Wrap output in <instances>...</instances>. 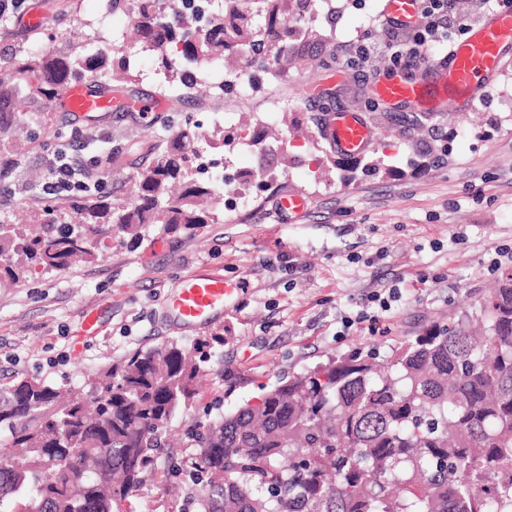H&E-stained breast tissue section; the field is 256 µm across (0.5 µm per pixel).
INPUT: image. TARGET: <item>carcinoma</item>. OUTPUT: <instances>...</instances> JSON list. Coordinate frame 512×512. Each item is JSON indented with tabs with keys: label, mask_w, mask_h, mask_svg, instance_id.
Segmentation results:
<instances>
[{
	"label": "carcinoma",
	"mask_w": 512,
	"mask_h": 512,
	"mask_svg": "<svg viewBox=\"0 0 512 512\" xmlns=\"http://www.w3.org/2000/svg\"><path fill=\"white\" fill-rule=\"evenodd\" d=\"M135 0L140 50L157 57L166 92L191 89L210 68L237 55L273 76L327 54L324 30L301 25L319 0H262L254 24L249 0H224L201 22L186 0ZM93 40L77 54L28 53L6 60L0 82V181L16 164L3 139L16 98L50 104L66 82L102 75L138 77L136 53ZM235 138L188 125L137 175L130 202L78 189L67 218L33 210L0 224V283L30 268L62 270L96 258L112 235L138 239L149 226L199 228L211 220L214 187L201 183L191 156ZM473 314L435 323L376 355L328 358L270 387L207 424H186L194 451L175 465L187 477L185 512H512V268L479 297ZM199 366L175 342L136 350L98 377V391L61 394L36 378L0 387V512H113L165 446L176 414L197 395Z\"/></svg>",
	"instance_id": "obj_1"
}]
</instances>
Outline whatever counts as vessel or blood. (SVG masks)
<instances>
[{"label":"vessel or blood","instance_id":"obj_1","mask_svg":"<svg viewBox=\"0 0 512 512\" xmlns=\"http://www.w3.org/2000/svg\"><path fill=\"white\" fill-rule=\"evenodd\" d=\"M385 18L403 26L417 21V0H386ZM512 49V10H495L456 41L446 59L418 64L428 74L425 82L391 77L379 83L374 94L388 106L412 102L423 112L439 115L455 108H472L477 95L500 72L507 50ZM57 108L84 120L117 110L149 118L164 109L160 100L124 95L112 89L92 90L88 82L66 84ZM322 133L336 152L345 158L362 155L373 143L371 125L353 112L325 114ZM240 291L237 283L215 274L186 277L167 301L168 308L183 323L201 326L222 313Z\"/></svg>","mask_w":512,"mask_h":512}]
</instances>
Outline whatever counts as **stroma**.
<instances>
[{"label": "stroma", "instance_id": "stroma-1", "mask_svg": "<svg viewBox=\"0 0 512 512\" xmlns=\"http://www.w3.org/2000/svg\"><path fill=\"white\" fill-rule=\"evenodd\" d=\"M333 15L309 18L330 37L335 59L327 68L302 65L281 79L263 75L252 93L234 86L214 91L202 82L184 97H170L151 122L117 112L101 116L95 130L64 112L49 110L39 142L26 145L11 176L0 188V218L27 209L64 206L65 197L47 196L42 184L55 151L80 149L89 159L91 180L104 194L130 197L145 153L130 143L144 138L164 143L185 124L213 132V117L229 113L235 131L251 132L266 119L267 102L282 99L301 124L262 148H240L218 164L226 172L259 170L261 150L288 152L294 163L269 187L250 192V204L236 211L212 208L213 223L197 230L151 231L133 242L113 237L91 262L63 270L39 269L13 286L0 288V387L17 378H38L62 389L88 388L92 377L127 354L175 342L186 350L221 334L201 365L199 393L169 426L176 445L156 453L153 467L121 503V512H181L182 497L173 463L187 455L180 445L188 419L208 422L255 401L266 386L288 373L354 349L386 353L407 337L438 322L459 317L492 288L498 276L490 261L512 249V54L473 108L433 118L419 107L374 105L373 85L395 73L384 57L352 64L342 49L360 36L379 43L388 31L379 13L382 0H332ZM132 0L115 9L107 0H24L19 12L40 14L44 25L25 38L18 18L0 23V57L33 50L69 52L85 35L130 46L134 35ZM318 87L307 98L306 85ZM360 113L375 129L374 147L403 176L350 170L349 181L327 171L316 148L326 110ZM448 137L449 156L439 166L409 174L416 159L411 147L430 129ZM284 193L308 200L298 219L280 216ZM208 271L243 282V292L212 323L182 324L166 302L189 274ZM398 290L376 333L366 324L346 328L375 295ZM97 313L95 335L80 333L86 314Z\"/></svg>", "mask_w": 512, "mask_h": 512}]
</instances>
